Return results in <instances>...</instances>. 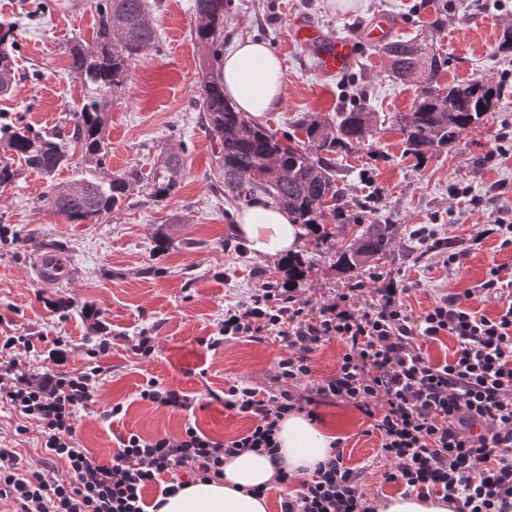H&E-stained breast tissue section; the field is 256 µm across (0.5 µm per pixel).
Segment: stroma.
I'll list each match as a JSON object with an SVG mask.
<instances>
[{
	"label": "stroma",
	"mask_w": 512,
	"mask_h": 512,
	"mask_svg": "<svg viewBox=\"0 0 512 512\" xmlns=\"http://www.w3.org/2000/svg\"><path fill=\"white\" fill-rule=\"evenodd\" d=\"M40 2L0 0V22L13 25L20 71L12 91L0 95V114L43 130L64 122L82 102L83 86L68 68V49L78 38L94 41L97 16L93 0H57L44 14ZM147 3L157 41L132 62L127 86L112 101L107 166L114 173H147L168 155H178L177 196L158 203L146 186L135 185L125 203L98 223L72 224L42 197L48 184L62 189L80 178L79 167L59 171L50 182L24 169L14 183L0 187V337L27 336L33 343L28 352H0V363L16 359L38 376L99 368L93 400L81 411L76 433L101 462L109 461L120 438L131 432L154 439L179 435L190 424L222 443L238 438L253 421L225 409V392L233 385L261 392L275 388L278 362L288 354L271 335L209 343L225 308L248 300L262 283L286 285L288 271L281 260L253 254L233 230L242 205L224 196L220 164L197 106L199 82L209 67L194 37L193 0ZM448 10L454 19L436 34L427 0H355L345 11L337 9L336 0H233L224 16L225 45L256 35L283 63L282 102L259 116V123L294 136L302 116L332 118L358 103L369 104L377 116L365 143L336 158L344 189L339 206L348 212L357 202L373 201L376 210L368 221L390 225L392 247L353 277L340 268L337 253L355 238L356 227L339 217L332 237L304 239L298 254L308 272L291 295L311 308L333 303L351 288L371 291L400 274L407 287L403 302L412 315H422L440 297L468 290L471 310L489 317L501 310L477 287L490 267L512 271V248H500L493 235L476 239L492 215L448 192L462 183L479 194L493 193L496 209L512 221V53L497 50L504 27L512 25V0H484L480 10L448 0ZM381 14L394 21L392 37L432 40L447 56L440 86L479 77L507 85L497 111L421 165L405 155L394 121L410 111L418 85L392 76L379 44H365L344 72L324 74L295 37L302 23L331 38L350 36ZM162 237L170 242L164 251L157 247ZM439 240L456 252L453 268L431 252ZM49 251L69 266L68 280L38 281V259ZM143 336L152 346L147 355L134 350ZM103 341L110 348L97 353ZM150 378L186 394L192 408L171 410L140 399ZM118 403L123 410L112 415ZM318 414L337 430L343 461L360 472L367 498L379 503L402 493L399 483L384 479L389 464L376 437L367 433L369 419L338 400L322 404ZM18 424L0 401V448L15 451L20 471L65 477L62 462H43L38 422H28L21 435Z\"/></svg>",
	"instance_id": "35a3bbf8"
}]
</instances>
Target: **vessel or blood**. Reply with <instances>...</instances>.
<instances>
[{
  "instance_id": "obj_1",
  "label": "vessel or blood",
  "mask_w": 512,
  "mask_h": 512,
  "mask_svg": "<svg viewBox=\"0 0 512 512\" xmlns=\"http://www.w3.org/2000/svg\"><path fill=\"white\" fill-rule=\"evenodd\" d=\"M390 27V19L384 17L354 37L329 38L310 26L300 27L299 32L302 44L317 50L322 72L337 74L350 66L360 43L383 39Z\"/></svg>"
}]
</instances>
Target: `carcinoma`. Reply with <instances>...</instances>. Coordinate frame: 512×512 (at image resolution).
<instances>
[{
    "label": "carcinoma",
    "mask_w": 512,
    "mask_h": 512,
    "mask_svg": "<svg viewBox=\"0 0 512 512\" xmlns=\"http://www.w3.org/2000/svg\"><path fill=\"white\" fill-rule=\"evenodd\" d=\"M230 5L231 0H194L195 38L215 62L224 57V12ZM95 10L94 43L77 41L69 53V68L85 90L80 109L70 116L69 132L35 131L7 117L0 123V138L8 150L47 179L71 164L72 154L60 139L80 151L84 168L93 175L46 194L56 212L71 224H93L118 209L136 182H144L157 202L174 198L180 190L174 158L146 175L138 171L101 175L108 160L105 131L112 97L126 86L134 57L154 47L156 31L145 0H95ZM381 51L397 79L415 81L420 88L410 112L397 117L406 152L420 163L428 153L454 144L465 131L479 126L505 95L502 83L487 78L439 87L437 79L448 67V58L423 42L387 41ZM15 52L12 30L0 26V93H7L16 80ZM198 104L218 145L224 195L247 203L267 197L287 210L295 223L311 226L316 235H330L328 216H336L334 205L343 197L335 156L365 142L376 122L375 113L360 104L337 113L332 122L303 118L297 128L305 139L295 142L290 137L286 145L277 132L235 111L224 99L218 78L208 77L201 83ZM391 241L389 225L379 224L340 250L337 263L352 272L367 259L386 255Z\"/></svg>",
    "instance_id": "1"
}]
</instances>
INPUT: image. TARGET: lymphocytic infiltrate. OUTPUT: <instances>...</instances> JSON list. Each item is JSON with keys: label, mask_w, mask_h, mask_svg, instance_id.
<instances>
[{"label": "lymphocytic infiltrate", "mask_w": 512, "mask_h": 512, "mask_svg": "<svg viewBox=\"0 0 512 512\" xmlns=\"http://www.w3.org/2000/svg\"><path fill=\"white\" fill-rule=\"evenodd\" d=\"M482 293L502 300L493 318L472 311L462 294H449L423 315L410 314L396 279L374 289L369 302L343 293L314 310L285 298L276 288H258L241 305L225 310L224 336L256 340L277 336L289 351L278 364L283 386L258 393L229 387L226 409L253 420L237 439L223 444L192 425L177 436L120 438L108 462L80 448L76 421L93 399L96 372L49 374L37 380L16 361L0 366V394L22 419L43 429L49 458L68 464L67 477L25 476L12 468L14 452L0 448V505L12 512H146L145 488L170 474L200 480L224 475V461L245 451L277 461L279 424L288 415L317 419L327 400L353 404L371 421L380 452L390 462L387 481L406 494L440 496L454 512H512V274L489 268ZM454 337L448 362L431 363L424 343ZM343 343L333 377L311 379V355L329 340ZM304 392H294L297 383ZM281 512H376L360 489V476L331 451Z\"/></svg>", "instance_id": "f902f5d3"}]
</instances>
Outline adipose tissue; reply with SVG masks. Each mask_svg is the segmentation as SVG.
<instances>
[{
    "label": "adipose tissue",
    "mask_w": 512,
    "mask_h": 512,
    "mask_svg": "<svg viewBox=\"0 0 512 512\" xmlns=\"http://www.w3.org/2000/svg\"><path fill=\"white\" fill-rule=\"evenodd\" d=\"M219 76L225 98L248 116L272 111L285 93L282 61L257 37L235 41ZM234 230L254 254L273 258L295 254L309 234L286 210L263 202L241 211ZM333 441L331 430L301 415L288 416L278 432L281 461L296 476L312 472L325 460ZM274 477L267 454L247 451L225 460L223 478L194 481L163 496L156 512H269L266 497L253 495L252 490L269 487Z\"/></svg>",
    "instance_id": "obj_1"
}]
</instances>
